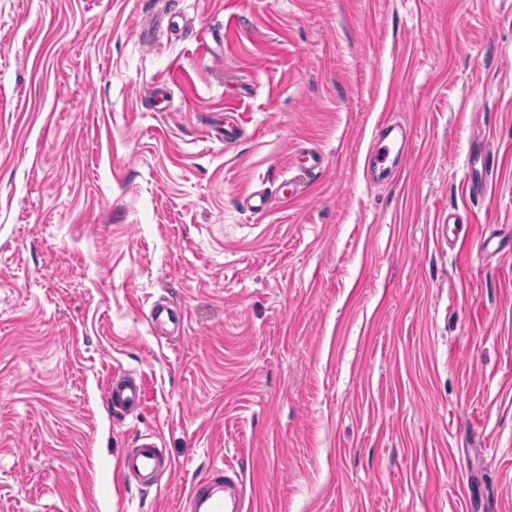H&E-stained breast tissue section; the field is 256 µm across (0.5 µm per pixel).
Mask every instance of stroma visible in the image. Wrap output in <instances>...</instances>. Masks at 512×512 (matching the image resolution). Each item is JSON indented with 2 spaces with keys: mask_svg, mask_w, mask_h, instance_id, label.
Segmentation results:
<instances>
[{
  "mask_svg": "<svg viewBox=\"0 0 512 512\" xmlns=\"http://www.w3.org/2000/svg\"><path fill=\"white\" fill-rule=\"evenodd\" d=\"M216 457L253 512H512V0H0V512H175ZM105 399L119 420L136 414L143 401L141 379L133 375L111 377L105 385ZM171 470V464L159 448L158 438L152 433L139 437L135 447L128 451L120 468L127 478L130 474L142 477L140 482L151 486L155 477Z\"/></svg>",
  "mask_w": 512,
  "mask_h": 512,
  "instance_id": "stroma-1",
  "label": "stroma"
}]
</instances>
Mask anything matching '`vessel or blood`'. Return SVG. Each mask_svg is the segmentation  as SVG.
Returning <instances> with one entry per match:
<instances>
[{"label": "vessel or blood", "instance_id": "1", "mask_svg": "<svg viewBox=\"0 0 512 512\" xmlns=\"http://www.w3.org/2000/svg\"><path fill=\"white\" fill-rule=\"evenodd\" d=\"M105 399L117 419L136 414L143 401L140 378L133 375L111 377L105 385ZM171 464L163 454L156 435H141L134 448L123 459V475L134 474L152 483L155 477L170 471ZM186 512H249L244 477L226 468L223 459L210 464L208 474L192 483L185 495Z\"/></svg>", "mask_w": 512, "mask_h": 512}]
</instances>
